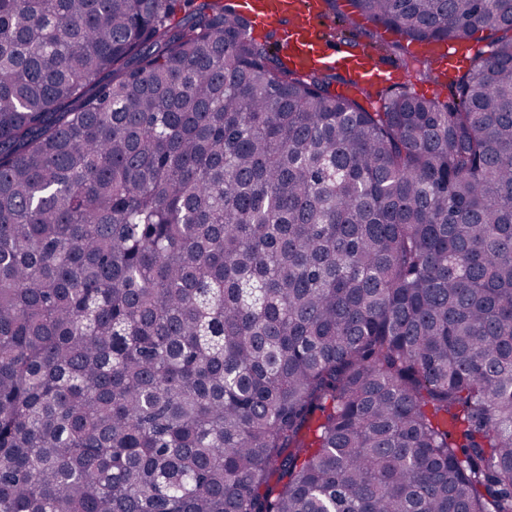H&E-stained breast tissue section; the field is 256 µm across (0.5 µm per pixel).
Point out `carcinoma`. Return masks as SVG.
<instances>
[{
  "mask_svg": "<svg viewBox=\"0 0 512 512\" xmlns=\"http://www.w3.org/2000/svg\"><path fill=\"white\" fill-rule=\"evenodd\" d=\"M350 2L504 35L372 112L224 0H0V512H512V0Z\"/></svg>",
  "mask_w": 512,
  "mask_h": 512,
  "instance_id": "carcinoma-1",
  "label": "carcinoma"
}]
</instances>
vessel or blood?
I'll return each instance as SVG.
<instances>
[{"label": "vessel or blood", "mask_w": 512, "mask_h": 512, "mask_svg": "<svg viewBox=\"0 0 512 512\" xmlns=\"http://www.w3.org/2000/svg\"><path fill=\"white\" fill-rule=\"evenodd\" d=\"M249 15L256 28L289 18L285 40L288 59L295 68L305 69L326 62L346 70L359 81L378 80L383 76L366 50L345 49L323 37L319 28L323 18L321 0H259Z\"/></svg>", "instance_id": "1"}]
</instances>
